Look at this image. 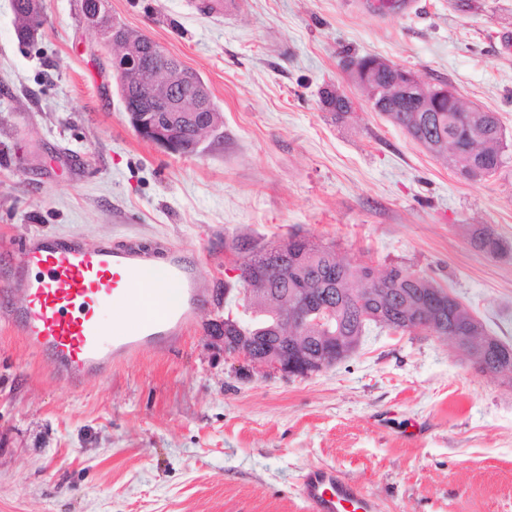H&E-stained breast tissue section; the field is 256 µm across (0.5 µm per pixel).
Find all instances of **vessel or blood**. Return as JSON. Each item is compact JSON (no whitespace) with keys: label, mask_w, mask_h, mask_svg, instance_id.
<instances>
[{"label":"vessel or blood","mask_w":512,"mask_h":512,"mask_svg":"<svg viewBox=\"0 0 512 512\" xmlns=\"http://www.w3.org/2000/svg\"><path fill=\"white\" fill-rule=\"evenodd\" d=\"M156 261L178 284V305L156 308L134 327L112 330L101 318L102 307L141 300L142 274ZM0 290L25 295L26 305L14 320L16 332L32 351L55 360L56 380L77 388L126 359L180 342L207 297L208 285L173 246L148 249L132 240L108 239L89 247L74 235H35L22 245L15 276ZM299 493L308 512L377 509L361 486L329 467L306 469Z\"/></svg>","instance_id":"1"}]
</instances>
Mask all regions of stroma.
<instances>
[{
	"label": "stroma",
	"instance_id": "stroma-1",
	"mask_svg": "<svg viewBox=\"0 0 512 512\" xmlns=\"http://www.w3.org/2000/svg\"><path fill=\"white\" fill-rule=\"evenodd\" d=\"M109 0L112 16L208 86L223 124L179 156L132 127L81 0H44L15 35L0 0V282L31 235L180 248L210 289L233 242L299 233L381 272L448 288L512 344V162L467 180L373 112L343 68L377 56L454 86L512 135V0ZM331 85L353 101L337 117ZM486 226L506 248L471 245ZM0 295V512H307L311 465L362 484L381 512H512V387L451 341L374 329L308 378L228 361L215 298L171 350L71 389L16 335Z\"/></svg>",
	"mask_w": 512,
	"mask_h": 512
}]
</instances>
